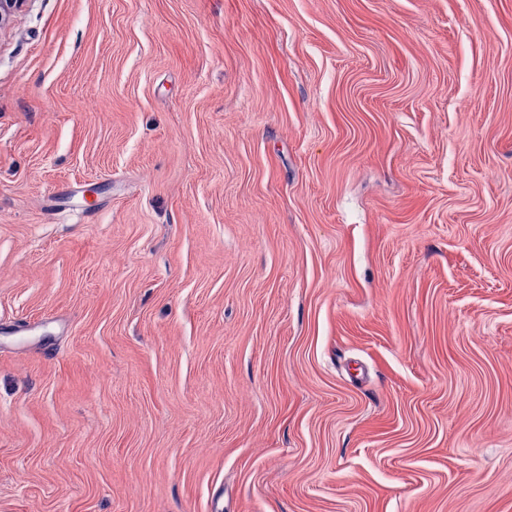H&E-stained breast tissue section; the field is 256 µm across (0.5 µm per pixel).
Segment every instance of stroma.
Returning a JSON list of instances; mask_svg holds the SVG:
<instances>
[{"mask_svg": "<svg viewBox=\"0 0 512 512\" xmlns=\"http://www.w3.org/2000/svg\"><path fill=\"white\" fill-rule=\"evenodd\" d=\"M0 512H512V0H26Z\"/></svg>", "mask_w": 512, "mask_h": 512, "instance_id": "1", "label": "stroma"}]
</instances>
